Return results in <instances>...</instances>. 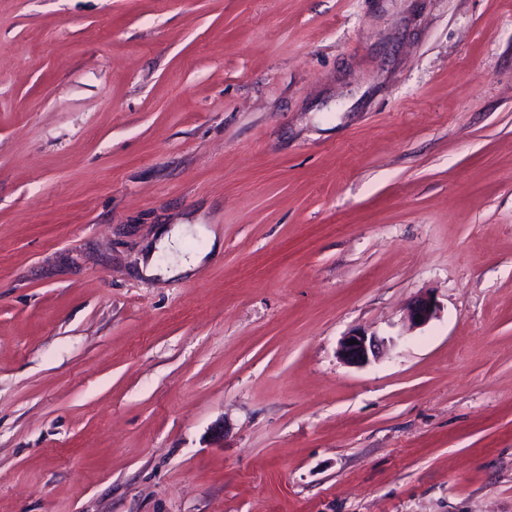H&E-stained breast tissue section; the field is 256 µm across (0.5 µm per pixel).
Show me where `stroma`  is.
<instances>
[{"mask_svg":"<svg viewBox=\"0 0 512 512\" xmlns=\"http://www.w3.org/2000/svg\"><path fill=\"white\" fill-rule=\"evenodd\" d=\"M0 512H512V0H0ZM169 235L163 241V247L170 253V277L192 272L194 268L203 263L207 255L211 252L215 244V236L210 235L209 247L206 251L200 253L185 254L178 252V242L180 238L189 230L188 225L200 231H206L204 224H176ZM438 307L433 297L421 296L408 306L406 321L408 330L422 328L437 317ZM348 340H356L357 344L348 345ZM390 343L391 341L384 337L354 329L341 338L337 354L348 366L364 367L372 361L381 359L388 351Z\"/></svg>","mask_w":512,"mask_h":512,"instance_id":"1","label":"stroma"}]
</instances>
